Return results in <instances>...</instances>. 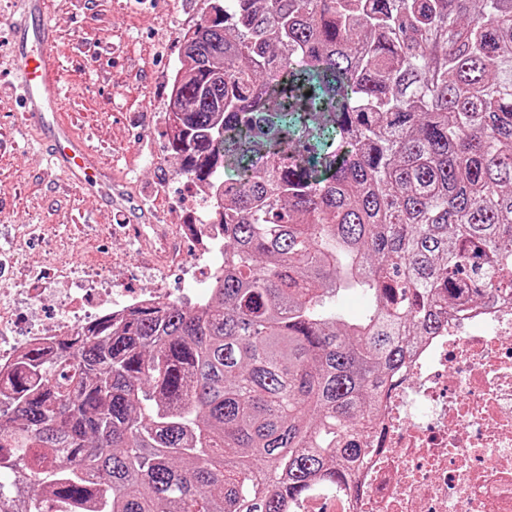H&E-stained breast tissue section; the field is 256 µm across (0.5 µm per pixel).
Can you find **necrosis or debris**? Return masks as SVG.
Here are the masks:
<instances>
[{"instance_id":"4bbe7bcc","label":"necrosis or debris","mask_w":512,"mask_h":512,"mask_svg":"<svg viewBox=\"0 0 512 512\" xmlns=\"http://www.w3.org/2000/svg\"><path fill=\"white\" fill-rule=\"evenodd\" d=\"M53 298L59 316L39 310ZM158 292L0 289V372L52 348L105 302L125 310ZM370 453L349 488L316 486L290 512H512V303L444 314L381 398Z\"/></svg>"}]
</instances>
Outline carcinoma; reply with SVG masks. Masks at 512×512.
<instances>
[{
    "mask_svg": "<svg viewBox=\"0 0 512 512\" xmlns=\"http://www.w3.org/2000/svg\"><path fill=\"white\" fill-rule=\"evenodd\" d=\"M168 128L224 275L0 377V512H286L350 484L408 337L512 299V0H206ZM205 221L201 216H198L195 220V228L200 237V241L203 243L205 241L204 247L208 253H219L220 261L218 264L211 269L209 267V278L207 287L211 281V279L218 275L221 276L224 271V249H223V239H224V230L220 226V224H205Z\"/></svg>",
    "mask_w": 512,
    "mask_h": 512,
    "instance_id": "carcinoma-1",
    "label": "carcinoma"
}]
</instances>
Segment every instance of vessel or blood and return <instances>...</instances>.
<instances>
[{
  "label": "vessel or blood",
  "instance_id": "b4317fda",
  "mask_svg": "<svg viewBox=\"0 0 512 512\" xmlns=\"http://www.w3.org/2000/svg\"><path fill=\"white\" fill-rule=\"evenodd\" d=\"M19 15L9 20L14 37L16 84L13 91L22 112L21 124L45 134L44 146L54 164L63 170L71 183L87 186L106 180L90 145L76 137L57 118L59 87L54 69L52 45L54 27L45 0H20ZM112 209L125 214L136 211L141 222L152 218L143 203L130 201L122 189H115Z\"/></svg>",
  "mask_w": 512,
  "mask_h": 512
}]
</instances>
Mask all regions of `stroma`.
<instances>
[{"label":"stroma","mask_w":512,"mask_h":512,"mask_svg":"<svg viewBox=\"0 0 512 512\" xmlns=\"http://www.w3.org/2000/svg\"><path fill=\"white\" fill-rule=\"evenodd\" d=\"M56 41L59 115L91 138L103 165L167 224L178 256L154 270L153 229L129 232L107 205L108 187L67 183L35 129L17 131L14 103L0 97V259L12 288H81L90 272L133 293L158 288L183 297L204 288L207 269L186 231L205 205L168 147L165 113L183 54L182 36L200 23L203 0H47Z\"/></svg>","instance_id":"35a3bbf8"}]
</instances>
